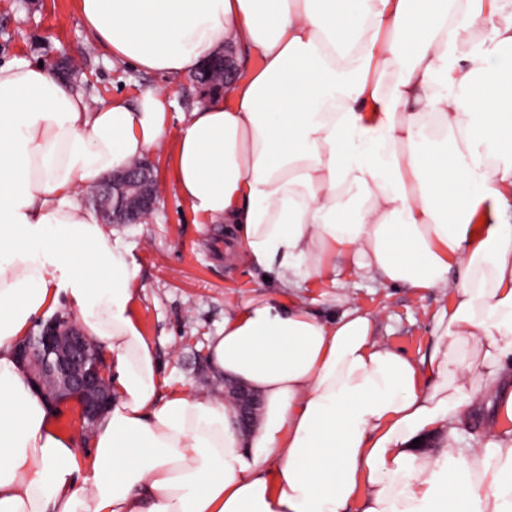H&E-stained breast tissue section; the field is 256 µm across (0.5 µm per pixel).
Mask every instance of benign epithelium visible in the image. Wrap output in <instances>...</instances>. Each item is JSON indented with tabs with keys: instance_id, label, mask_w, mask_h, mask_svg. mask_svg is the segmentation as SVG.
I'll return each mask as SVG.
<instances>
[{
	"instance_id": "7a95c632",
	"label": "benign epithelium",
	"mask_w": 512,
	"mask_h": 512,
	"mask_svg": "<svg viewBox=\"0 0 512 512\" xmlns=\"http://www.w3.org/2000/svg\"><path fill=\"white\" fill-rule=\"evenodd\" d=\"M204 69L220 77L201 88L205 97L218 87H228L239 77L230 43L224 51L204 61ZM112 205L100 208L112 224H135L148 216L156 204V177L151 164L141 160L129 168L112 174L101 182ZM90 339L80 327L64 316L45 323L36 335L16 345V354L26 369L28 382L38 387L53 406L74 401L79 407L81 423L94 424L111 399L105 364L97 352L89 348ZM227 397L240 409L244 421L254 418L257 402L250 392L239 386H228Z\"/></svg>"
}]
</instances>
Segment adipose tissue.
<instances>
[{
	"label": "adipose tissue",
	"instance_id": "adipose-tissue-1",
	"mask_svg": "<svg viewBox=\"0 0 512 512\" xmlns=\"http://www.w3.org/2000/svg\"><path fill=\"white\" fill-rule=\"evenodd\" d=\"M74 3L140 71L192 74L227 41L258 58L171 147L179 197L233 225L250 266L452 299L418 362L356 308H229L206 357L260 398L242 431L232 405L165 387L135 260L82 193L161 144L166 96L94 105L0 65V512H512V0ZM62 305L111 356L84 459L14 350ZM481 395L495 423L468 441Z\"/></svg>",
	"mask_w": 512,
	"mask_h": 512
}]
</instances>
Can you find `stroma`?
Returning <instances> with one entry per match:
<instances>
[{"label":"stroma","mask_w":512,"mask_h":512,"mask_svg":"<svg viewBox=\"0 0 512 512\" xmlns=\"http://www.w3.org/2000/svg\"><path fill=\"white\" fill-rule=\"evenodd\" d=\"M65 57L79 60V82L92 103L114 97L131 102L149 90L164 92L171 102L165 143L147 153L158 179L157 205L141 223L116 224L112 230L136 260V313L156 347L162 376L193 393H214L223 382L209 369L206 347L223 327L229 305L258 299L284 303L288 297L276 281L229 258L224 225L195 223L177 195L169 144L200 91L190 77L147 74L113 60L83 26L74 0H0V65L25 60L49 67ZM295 295L324 317L346 307L370 314L376 341L417 361L429 355L433 315L449 299L442 289L417 294L356 275L333 287L305 285Z\"/></svg>","instance_id":"stroma-1"}]
</instances>
